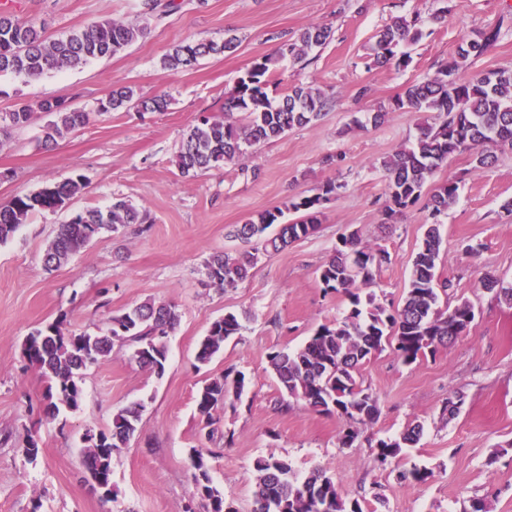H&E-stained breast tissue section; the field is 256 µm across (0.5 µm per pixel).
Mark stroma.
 <instances>
[{"mask_svg": "<svg viewBox=\"0 0 512 512\" xmlns=\"http://www.w3.org/2000/svg\"><path fill=\"white\" fill-rule=\"evenodd\" d=\"M11 13L44 24L55 38L103 15L136 19L141 0H10ZM178 7L151 18L142 38L114 57L79 69L26 81L0 74V113L54 98L94 110L113 85L138 95H166L164 112H111L83 129L42 147L45 116L0 131V201L30 194L80 174L84 191L66 208L36 212L0 244V512H204L191 496L190 451L211 449L210 475L236 512H251L253 463L261 456L287 459L298 476L327 471L343 497L363 512H463L481 498L488 512H512V306L483 286L486 276L512 282V150L474 169L470 154L452 158L431 185L461 181L456 202L440 216L443 244L437 264L448 290L441 304L469 302V329L435 355L403 364L392 349L373 355L360 370L379 402L377 418L353 446L339 441L344 423L288 399L274 378L270 352L295 350L350 309L347 296L325 291L320 269L343 235L359 231L363 245L383 248L389 264L360 294L385 305L401 303L413 258L422 242L427 212L415 204L394 223L382 221L387 182L382 162L411 145L420 118L391 105L407 85L434 75L468 36L499 22L503 33L485 55L470 58L467 77L512 71V0H448V20L437 23L438 0H176ZM415 18L423 36L411 45L407 68L374 65L373 37L398 17ZM312 24L328 26L331 41L313 50L306 64L282 61L270 96L291 85L320 87L331 104L313 123L281 139L248 148L233 163L195 177L182 176L175 155L183 134L200 115L223 116L224 97L255 59ZM234 35V52L200 59L172 73L161 66L173 46ZM390 113L379 126L367 121L379 107ZM341 183L324 203L320 223L307 238L263 256L236 286L209 285L205 260L243 247L233 230L250 217L281 208L295 220L291 201ZM129 199L151 221L106 233L54 271L45 251L57 227L86 208L104 209ZM475 254L464 253L465 245ZM152 299L175 305L180 321L169 337L163 375L134 360L135 343L117 342L110 357L83 374L78 410L44 411L46 383L21 355L27 336L58 321L69 333L94 334L113 315ZM235 313L238 336L208 363L196 359L211 324ZM243 372L250 384L215 416L218 430L206 438L196 411L198 390L224 372ZM464 403L452 417L449 397ZM139 406L129 444L112 456L111 499L96 491L85 466L87 430L105 431L122 408ZM424 432L412 448L386 467L374 460L378 439L414 424ZM34 435L40 453L29 460L21 444ZM432 470L422 484L402 483L413 466Z\"/></svg>", "mask_w": 512, "mask_h": 512, "instance_id": "stroma-1", "label": "stroma"}]
</instances>
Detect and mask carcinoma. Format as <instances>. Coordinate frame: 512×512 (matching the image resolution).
Here are the masks:
<instances>
[{"label":"carcinoma","mask_w":512,"mask_h":512,"mask_svg":"<svg viewBox=\"0 0 512 512\" xmlns=\"http://www.w3.org/2000/svg\"><path fill=\"white\" fill-rule=\"evenodd\" d=\"M157 0H142V21L128 22L104 16L90 26L65 38L48 39L43 29L29 19L10 12H0V73L25 79L80 67L91 60L113 57L125 51L145 30V21L153 16ZM502 25L489 27L459 48L457 56L448 60L430 77L410 84L397 97L393 109H406L426 114L430 119L419 125L414 144L402 147L385 159L388 200L383 210L384 223L395 214L415 205L433 173L452 156L468 152L475 168L490 166L496 158V147L512 148V71L493 70L476 78H466L463 70L472 57L485 54L498 41ZM331 31L311 25L296 38L283 42L276 56L252 63L238 78L234 89L224 98V117L202 115L198 123L183 137L175 164L181 175L195 176L212 168L233 162L248 147L280 139L297 126L317 120L330 99L319 88L298 83L282 98L268 95L269 85L276 81L279 61L285 57L294 62L307 58L310 51L330 39ZM422 32L416 21L398 17L380 29L372 46L375 62L392 63L406 68L411 56L402 47L417 43ZM237 38L230 36L224 45L196 41L173 47L162 60L163 69L177 72L193 66L198 59L212 53L236 48ZM168 100L164 95L135 97L134 90L122 86L112 90L91 113L62 99L39 105L40 112L50 116L44 147H53L57 139L89 124L93 115L134 109L138 112H164ZM35 113L21 105L0 114V122L10 127L31 123ZM83 176L43 187L31 194L15 195L0 202V244L7 242L37 211H56L81 194ZM342 184L328 182L319 192L290 203L289 209L299 217L280 224L272 237L266 231L279 224L283 211L266 210L257 218L236 227L235 235L246 241L258 239L262 249L245 250L235 256L215 253L205 263L208 281L218 287L234 286L246 279L258 263L259 252H279L317 229L321 204L337 193ZM459 181L450 178L436 186L428 199L432 222L426 230L413 260L409 284L400 305L389 309L376 301L373 294L361 298L357 283L373 282L376 272L390 262V254L373 250L361 243L353 231L341 239L333 258L322 267L319 279L325 291L345 294L351 309L345 318L323 325L295 351L277 350L268 354L270 367L288 397L300 400L315 412L336 414L347 428L340 443L353 445L365 426L378 415L376 397L362 386L360 368L370 356L390 346L403 363L410 365L427 353L448 345L474 320L473 307L462 302L450 308H438L439 292L447 284L438 282L437 262L442 238L437 217L455 203ZM148 214L141 213L128 201L115 198L105 209H86L60 225L45 254V266L58 267L84 248L91 240L112 233L128 224H144ZM484 288L512 304V284L489 276ZM178 314L174 306L142 302L128 311L112 316L97 335L66 334L56 321L28 336L21 348L22 357L37 367L46 386V414L55 417L60 409L75 410L82 400L80 372L104 360L116 341L139 343L135 357L140 366L161 375L168 358L167 337L175 328ZM241 323L229 312L214 321L200 342L197 359L207 363L221 349L224 341L237 335ZM248 382L244 373L226 372L211 379L198 392L196 408L200 424L211 427L218 407L234 397L240 398ZM139 410L127 407L113 415L109 432L98 433L99 446L85 452L88 473L103 478L104 497L112 499V452L134 435ZM422 432L416 424L396 437L380 439L374 448L375 459L385 465L399 457L403 448L415 444ZM207 448L191 452L193 490L208 502L207 512H233L225 507L224 495L212 485L206 457ZM256 481L253 488V512H363L356 500L344 498L334 479L322 469L299 478L291 465L273 456L254 462ZM432 476L425 467L402 471L399 478L409 483H424Z\"/></svg>","instance_id":"cac0c4a2"}]
</instances>
